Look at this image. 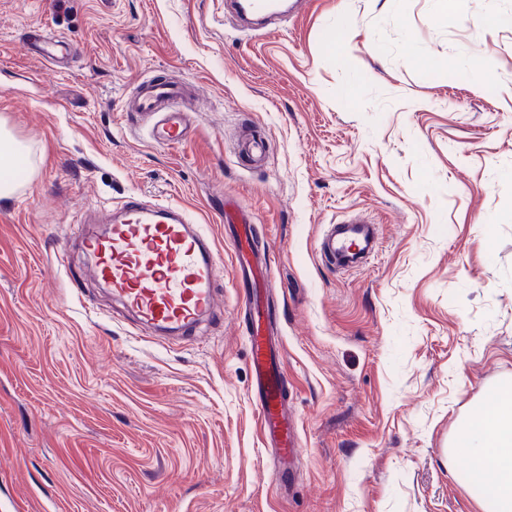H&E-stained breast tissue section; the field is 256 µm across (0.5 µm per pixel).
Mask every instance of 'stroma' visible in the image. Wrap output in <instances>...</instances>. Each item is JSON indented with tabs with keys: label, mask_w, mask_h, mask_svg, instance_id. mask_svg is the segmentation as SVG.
Instances as JSON below:
<instances>
[{
	"label": "stroma",
	"mask_w": 512,
	"mask_h": 512,
	"mask_svg": "<svg viewBox=\"0 0 512 512\" xmlns=\"http://www.w3.org/2000/svg\"><path fill=\"white\" fill-rule=\"evenodd\" d=\"M307 0L245 35L224 0H0V119L27 151L0 198V504L20 512H484L457 429L512 381V0ZM502 18L484 33L476 20ZM65 42L26 55L30 27ZM159 73L197 87L189 140L126 109ZM270 143L237 154L241 127ZM211 228L224 318L143 339L74 220L129 194ZM270 258L299 456L272 471L245 299L219 214ZM380 227L361 270L323 225Z\"/></svg>",
	"instance_id": "stroma-1"
}]
</instances>
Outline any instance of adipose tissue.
I'll return each instance as SVG.
<instances>
[{"mask_svg":"<svg viewBox=\"0 0 512 512\" xmlns=\"http://www.w3.org/2000/svg\"><path fill=\"white\" fill-rule=\"evenodd\" d=\"M451 454L464 455L473 475L492 471L491 512H512V383L500 385L489 411L469 418L454 437Z\"/></svg>","mask_w":512,"mask_h":512,"instance_id":"adipose-tissue-1","label":"adipose tissue"}]
</instances>
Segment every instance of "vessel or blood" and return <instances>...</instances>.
<instances>
[{"label": "vessel or blood", "instance_id": "obj_1", "mask_svg": "<svg viewBox=\"0 0 512 512\" xmlns=\"http://www.w3.org/2000/svg\"><path fill=\"white\" fill-rule=\"evenodd\" d=\"M233 8L238 16L257 22L255 34L262 37L266 30L261 20L282 5L280 0H235ZM24 47L41 58L59 50L36 31L29 33ZM187 93L186 84L155 76L138 83L132 109L154 117L150 137L156 144L176 147L187 140L190 126L179 110ZM73 238L88 258L86 275L106 286L139 326L186 338L196 335L202 324L215 322L220 313L218 283L223 275L215 241L186 208L149 204L131 195L100 227L74 231ZM378 247L375 225L355 221L326 225L319 253L333 266L358 268ZM235 260L242 288L264 282L267 258L252 248L249 234H240ZM266 325L265 335L248 336L251 392L265 442L282 460L296 454V436L288 414L283 343L275 314H267Z\"/></svg>", "mask_w": 512, "mask_h": 512}]
</instances>
